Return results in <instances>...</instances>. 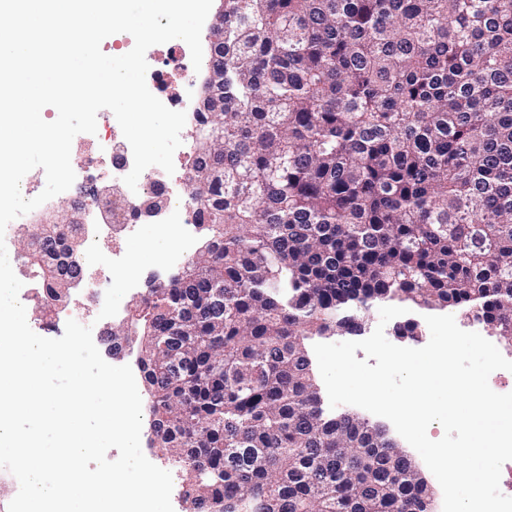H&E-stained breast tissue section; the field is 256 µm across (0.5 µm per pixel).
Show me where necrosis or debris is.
<instances>
[{"instance_id": "obj_1", "label": "necrosis or debris", "mask_w": 512, "mask_h": 512, "mask_svg": "<svg viewBox=\"0 0 512 512\" xmlns=\"http://www.w3.org/2000/svg\"><path fill=\"white\" fill-rule=\"evenodd\" d=\"M167 48L168 67L157 73L152 89L166 107L185 112L184 130L189 133L195 130L202 117L198 102L190 101L186 94L195 82L196 72L184 41H169ZM97 151L112 166L109 182L113 192L125 199L121 207L109 208L102 192L104 183L94 176L72 185L69 190L72 203L84 215L80 225L71 226L69 213L56 209L50 201L29 212L27 219L38 225L45 236L56 238L62 232L72 231L82 249L79 274L72 281L74 291L85 306L108 314L113 322L120 323L127 319L132 304L144 298L146 281L130 278L121 286H114L110 276L115 258L101 250V240L129 238L142 224L171 227L173 244L167 251L166 262L169 267L178 269L192 255L201 217L189 202L187 193L170 190L167 173L157 167L144 170L136 189L125 185L123 178L133 167L132 150L126 139L116 137L101 142Z\"/></svg>"}]
</instances>
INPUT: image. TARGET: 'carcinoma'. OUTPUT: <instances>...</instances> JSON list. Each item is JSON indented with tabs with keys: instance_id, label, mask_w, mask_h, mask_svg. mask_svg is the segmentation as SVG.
Listing matches in <instances>:
<instances>
[{
	"instance_id": "obj_1",
	"label": "carcinoma",
	"mask_w": 512,
	"mask_h": 512,
	"mask_svg": "<svg viewBox=\"0 0 512 512\" xmlns=\"http://www.w3.org/2000/svg\"><path fill=\"white\" fill-rule=\"evenodd\" d=\"M191 201L202 249L136 337L185 512H426L369 421L323 408L305 340L377 304L461 308L512 346V0H224ZM21 258L60 305L76 262Z\"/></svg>"
}]
</instances>
